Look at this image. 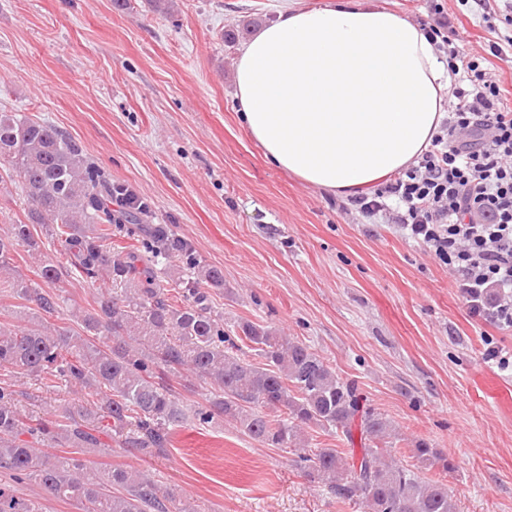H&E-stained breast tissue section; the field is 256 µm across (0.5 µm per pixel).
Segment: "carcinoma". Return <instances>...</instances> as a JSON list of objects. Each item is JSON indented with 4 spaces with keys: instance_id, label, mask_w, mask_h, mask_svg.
Wrapping results in <instances>:
<instances>
[{
    "instance_id": "obj_1",
    "label": "carcinoma",
    "mask_w": 512,
    "mask_h": 512,
    "mask_svg": "<svg viewBox=\"0 0 512 512\" xmlns=\"http://www.w3.org/2000/svg\"><path fill=\"white\" fill-rule=\"evenodd\" d=\"M0 169L19 178L30 205V223L0 232V297L18 301L6 313L0 309V368L48 390L60 380L85 392L76 410L28 423L13 391L0 386L1 470L79 503L82 512H196L145 471L92 474L83 458L41 452L19 436L80 450L100 446L97 434L107 433L117 447L151 456L170 447L189 418L202 425L222 415L258 443L293 449L310 478L366 512H459L447 484L422 476L435 467L452 472L453 459L417 440L409 449L414 464L389 462L387 449L400 441L393 421L363 403L355 383L309 346L248 319L224 331V318L202 291L224 287V271L202 265L189 241L164 224L150 228L152 257L182 263L164 284L146 256L112 244V225L144 224L151 207L112 181L68 133L38 117L0 112ZM37 225L44 236L34 232ZM48 245L59 246L85 282L105 283L94 306L77 315L75 330L52 322L68 272L45 259L35 282L14 266L18 249L41 256ZM244 347L263 362L242 357ZM194 378L213 393L190 407L175 395L173 381L187 386ZM313 428L333 429L350 444L359 431L360 456L350 461L335 448L308 449L305 432ZM0 512H42V506L0 484Z\"/></svg>"
}]
</instances>
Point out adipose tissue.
I'll use <instances>...</instances> for the list:
<instances>
[{"instance_id": "adipose-tissue-1", "label": "adipose tissue", "mask_w": 512, "mask_h": 512, "mask_svg": "<svg viewBox=\"0 0 512 512\" xmlns=\"http://www.w3.org/2000/svg\"><path fill=\"white\" fill-rule=\"evenodd\" d=\"M451 81L422 27L375 0H289L234 71L244 128L270 162L344 199L417 162Z\"/></svg>"}]
</instances>
